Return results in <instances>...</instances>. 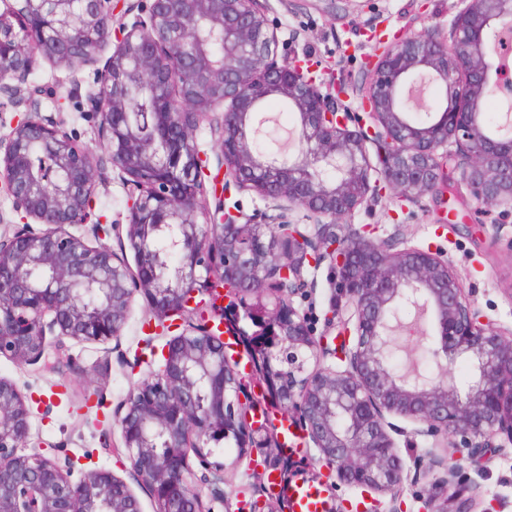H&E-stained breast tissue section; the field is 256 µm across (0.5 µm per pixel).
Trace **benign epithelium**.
Listing matches in <instances>:
<instances>
[{
  "label": "benign epithelium",
  "instance_id": "benign-epithelium-1",
  "mask_svg": "<svg viewBox=\"0 0 512 512\" xmlns=\"http://www.w3.org/2000/svg\"><path fill=\"white\" fill-rule=\"evenodd\" d=\"M0 4V17L15 28L13 51L0 55V92L32 102L0 134V188L22 220L0 235V357L29 367L69 341L118 343L138 295L159 322L182 321L160 370L112 407L111 429L130 461L126 478L100 467L73 480L69 460L44 455L33 440L31 397L0 378V484L10 488L0 512H142L135 485L154 512H214L212 503L224 501V463L214 446L231 439L240 458L256 449L287 479L284 422L318 449L336 483L388 494L389 512H397L408 471L391 417L459 449L451 462L432 448L416 461L427 512H476L485 462L499 441L512 444V330L483 321L448 257L406 245L405 229L376 241L357 228L338 234L336 225L383 189L441 197L450 148L476 213L512 211V126L490 128L485 110L490 95H512L498 69L502 56H512V0H456L447 31L434 25L395 38L365 63L364 86L334 92L308 59L278 54L265 0H149L115 31L112 0ZM206 29L223 37V59L204 62L189 50ZM109 43L83 111L127 198L126 223L109 228L117 250L101 241L92 207L104 168L25 87L39 61L73 70ZM127 71L138 72L162 106L138 147L132 102L112 93ZM423 79L442 99L435 115L414 123L402 90ZM270 96L297 115L293 156L258 147L252 117ZM205 120L224 179L275 211L267 223L240 222L219 194L210 205L195 141ZM34 144L51 159L39 182L29 176ZM296 209L307 223L290 218ZM76 225L97 244L72 233ZM173 227L180 260L168 268L151 259L148 241ZM324 262L332 288L346 297L331 303L326 321L354 337L342 347L341 371L323 364L336 349L295 306L305 271ZM28 268L50 276L34 287L23 276ZM401 306L432 313L425 337L438 374L392 366L391 321ZM458 359L471 366L463 387L447 380ZM197 478L206 490L194 488Z\"/></svg>",
  "mask_w": 512,
  "mask_h": 512
}]
</instances>
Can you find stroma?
Instances as JSON below:
<instances>
[{
	"label": "stroma",
	"mask_w": 512,
	"mask_h": 512,
	"mask_svg": "<svg viewBox=\"0 0 512 512\" xmlns=\"http://www.w3.org/2000/svg\"><path fill=\"white\" fill-rule=\"evenodd\" d=\"M269 18L278 29L279 50L289 56H310L320 64L319 75L326 84L347 81L362 84L363 62L375 46L367 39L370 29L396 36L434 24L447 25L455 12V0H268ZM111 48L76 71L52 69L47 62L35 68L34 85L55 82L63 94V105L46 99L41 110L58 115L67 130L89 147L107 169L108 180L94 198L96 215L102 223H124L126 194L118 171L112 168L105 149L95 140L93 123L85 117L78 98L69 97L73 83L94 85ZM449 180L455 181L457 200L441 204L425 196L412 204L393 194L359 210L355 225L368 226L376 239L394 235L405 227L411 245L447 254L461 277L470 299L495 325L512 328V214L494 211L485 217L483 228H475L468 210L470 189L455 162H447ZM308 291L296 301L314 326L316 335L329 331L324 321L332 290L327 266L309 269ZM169 339L154 325L147 303L136 298L121 336L127 363L107 362L102 345L70 343L69 353L85 370L84 376L59 374L53 367L21 368L0 358V377L15 381L31 395L32 433L48 444H63L76 470L106 467L126 476L130 464L122 449L106 447L101 424L87 419L82 407L86 394L101 392L106 402L125 397L132 385L158 367L152 352L161 351ZM218 460L230 463L224 480V501L215 512H236L242 500L265 502L264 470L253 458H239L234 443L221 444ZM484 512H512V446L493 458L484 482Z\"/></svg>",
	"instance_id": "35a3bbf8"
}]
</instances>
